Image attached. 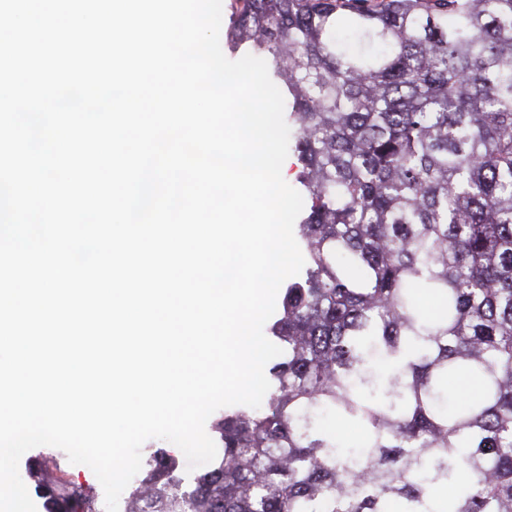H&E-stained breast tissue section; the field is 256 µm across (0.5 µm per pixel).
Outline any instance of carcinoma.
<instances>
[{"label": "carcinoma", "instance_id": "1", "mask_svg": "<svg viewBox=\"0 0 512 512\" xmlns=\"http://www.w3.org/2000/svg\"><path fill=\"white\" fill-rule=\"evenodd\" d=\"M232 17L294 130L305 265L267 328L264 405L214 420L202 475L146 461L124 512H512V0ZM460 377L473 397L450 394ZM41 489L47 512H95L79 486Z\"/></svg>", "mask_w": 512, "mask_h": 512}]
</instances>
